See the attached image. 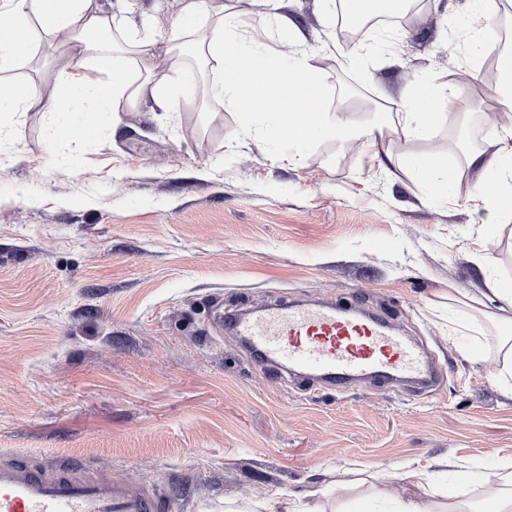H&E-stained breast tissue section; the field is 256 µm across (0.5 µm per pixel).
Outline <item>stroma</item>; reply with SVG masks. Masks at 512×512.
I'll return each instance as SVG.
<instances>
[{
  "label": "stroma",
  "mask_w": 512,
  "mask_h": 512,
  "mask_svg": "<svg viewBox=\"0 0 512 512\" xmlns=\"http://www.w3.org/2000/svg\"><path fill=\"white\" fill-rule=\"evenodd\" d=\"M130 31L167 50L183 0H98ZM244 24L265 21L314 54L320 100L358 123L420 86L463 69L471 0H420L377 46L340 41L331 0H236ZM350 65H343V58ZM73 63L35 37L7 73L50 93ZM209 63L176 102L145 95L116 129L49 145L33 110L0 141V457L73 458L114 478L159 485L183 512H224L226 499L301 496L318 486L328 512L361 494L395 512L405 474L448 457L475 470L512 460V392L501 384L495 330L468 356L441 293L479 295L486 275L512 282V201L494 210L439 196L407 154L459 167L465 149L494 151L481 113L421 141L389 135L393 162L336 140L272 143L274 115L225 109ZM478 254L493 264L482 272ZM334 299L392 318L437 364L435 389L378 378L345 390L302 387L261 368L218 328L220 307Z\"/></svg>",
  "instance_id": "stroma-1"
}]
</instances>
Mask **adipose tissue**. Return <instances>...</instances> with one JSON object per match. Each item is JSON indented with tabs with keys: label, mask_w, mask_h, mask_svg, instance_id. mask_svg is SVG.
<instances>
[{
	"label": "adipose tissue",
	"mask_w": 512,
	"mask_h": 512,
	"mask_svg": "<svg viewBox=\"0 0 512 512\" xmlns=\"http://www.w3.org/2000/svg\"><path fill=\"white\" fill-rule=\"evenodd\" d=\"M36 28L47 38L69 41L79 61L55 79L47 97L35 87L1 81L0 112L16 117L34 109L48 113L53 140L70 138L72 127L86 116L117 126L120 113L135 109L145 92L164 97L176 89L175 75L154 64L155 42L150 36L120 30V39L103 38V31L119 28L97 0H0L1 74L28 56ZM266 38L262 25L253 28L250 36L239 34L237 15L224 0H186L168 49L177 51L190 43L201 60L219 62L221 72L209 86L211 95L237 111L242 110L245 96L262 98L264 112L276 116L274 131L291 128L289 142L309 145V138L295 129L301 122L317 130L319 138L333 137L378 152L384 122L360 125L325 111L317 101L320 75L312 64V54L298 45L290 60L279 59L268 49ZM440 97L446 109L434 112L425 106L418 91L408 93L394 124L403 139L426 138L430 128L442 122L463 124L479 108L478 103L461 99L452 87L442 88ZM497 141L494 152L468 151L465 170L478 176L473 183L465 182V170L451 168L443 160L413 156L408 163L414 170L428 172L432 182L448 185L451 195L474 198L494 208L512 192V130ZM485 283L500 304L497 310L482 312L481 317L497 331L499 379L512 390V286L491 277ZM407 478L416 492L400 501L397 512H474L465 491L449 492L447 503L441 505L420 490L419 472H409Z\"/></svg>",
	"instance_id": "adipose-tissue-1"
}]
</instances>
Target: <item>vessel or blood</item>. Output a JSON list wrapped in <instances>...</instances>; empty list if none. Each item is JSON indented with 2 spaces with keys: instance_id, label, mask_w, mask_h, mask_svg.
Segmentation results:
<instances>
[{
  "instance_id": "obj_1",
  "label": "vessel or blood",
  "mask_w": 512,
  "mask_h": 512,
  "mask_svg": "<svg viewBox=\"0 0 512 512\" xmlns=\"http://www.w3.org/2000/svg\"><path fill=\"white\" fill-rule=\"evenodd\" d=\"M231 326L264 365L298 373L322 388L366 377L432 386L422 348L395 325L329 302L266 305L235 314ZM161 489L113 481L76 460L38 465L0 460V512H178Z\"/></svg>"
}]
</instances>
